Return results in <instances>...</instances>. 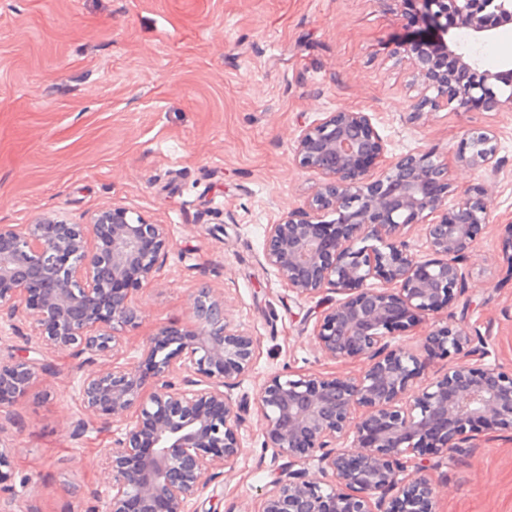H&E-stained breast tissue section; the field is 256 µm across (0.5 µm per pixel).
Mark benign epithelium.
Returning a JSON list of instances; mask_svg holds the SVG:
<instances>
[{"mask_svg": "<svg viewBox=\"0 0 512 512\" xmlns=\"http://www.w3.org/2000/svg\"><path fill=\"white\" fill-rule=\"evenodd\" d=\"M435 35L404 44L403 57L426 88L413 105L421 118L474 101L512 112L494 83L512 85V59L503 70L482 68L473 48L512 21V0H413ZM495 135L474 132L459 159L474 169L498 167ZM293 161L321 177L315 193L265 229L263 259L288 291L313 298L328 286L344 298L325 300L313 327L315 345L338 361L364 359L357 375L296 379L275 374L259 387L256 404L263 445L288 458L261 512H435V487L419 461L448 454L474 434L512 429V374L484 362L486 340L448 324L428 331L423 348L448 359V370L420 381L424 365L388 341L393 327L454 305L465 291L462 267L470 245L492 221L484 192H456L448 166L419 149L372 169L386 144L365 112L339 109L301 130ZM456 194L453 205L447 198ZM431 218L426 255L410 251L405 229ZM169 248L164 225L125 206L93 213L86 224L40 216L0 225V317L23 319L45 347L86 361H103L77 385L90 419L121 423L104 449L108 469L104 512H190L207 485L208 469L243 451L238 406L224 389L252 369L255 342L225 320V302L200 288L195 323L159 327L133 366L113 361L121 331L137 318L131 289L159 272ZM378 280L375 288L370 281ZM468 362L457 364V356ZM38 359L0 360V406L31 385ZM353 438L355 454L339 448ZM18 449L0 438V491L13 489ZM318 461L322 482L295 468Z\"/></svg>", "mask_w": 512, "mask_h": 512, "instance_id": "1", "label": "benign epithelium"}]
</instances>
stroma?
Returning <instances> with one entry per match:
<instances>
[{
	"mask_svg": "<svg viewBox=\"0 0 512 512\" xmlns=\"http://www.w3.org/2000/svg\"><path fill=\"white\" fill-rule=\"evenodd\" d=\"M422 28L406 0H0V224L54 214L80 224L118 203L164 225L168 253L133 293L138 318L121 333L119 362L137 359L160 326L191 324L204 286L257 343L231 392L244 452L195 512H259L285 464L262 445L256 393L270 374L345 378L364 366L321 353L318 299L289 292L262 256L266 225L318 187L291 147L325 113H368L387 158L431 148L456 186L486 190L494 221L468 251L464 295L390 341L419 355L425 331L456 323L486 336L488 363L512 373V112L415 117L427 90L399 47ZM476 128L496 135L495 174L458 158ZM41 361L49 373L0 408V438L18 448L0 512H101V453L117 429L76 435L75 385L89 366L47 349ZM427 464L436 512H512V430Z\"/></svg>",
	"mask_w": 512,
	"mask_h": 512,
	"instance_id": "1",
	"label": "stroma"
}]
</instances>
